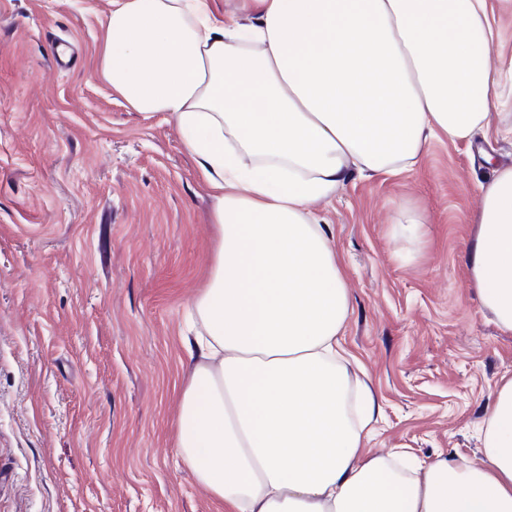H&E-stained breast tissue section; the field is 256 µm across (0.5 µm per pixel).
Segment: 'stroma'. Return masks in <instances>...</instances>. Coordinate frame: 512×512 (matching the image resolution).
<instances>
[{
    "label": "stroma",
    "mask_w": 512,
    "mask_h": 512,
    "mask_svg": "<svg viewBox=\"0 0 512 512\" xmlns=\"http://www.w3.org/2000/svg\"><path fill=\"white\" fill-rule=\"evenodd\" d=\"M109 0H0V512H224L175 448L184 319L217 247L175 121L98 76ZM77 47L56 72L60 42ZM512 167V104L478 148L432 141L413 170L353 172L317 208L343 257V345L376 399L369 442L480 455L512 333L464 260L480 187ZM425 212L418 245L390 235ZM426 224L429 222L425 215L400 206L396 209L392 219L394 237L423 241L427 235Z\"/></svg>",
    "instance_id": "stroma-1"
}]
</instances>
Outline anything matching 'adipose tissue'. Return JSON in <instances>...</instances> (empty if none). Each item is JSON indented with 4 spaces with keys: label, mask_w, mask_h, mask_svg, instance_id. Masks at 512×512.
Instances as JSON below:
<instances>
[{
    "label": "adipose tissue",
    "mask_w": 512,
    "mask_h": 512,
    "mask_svg": "<svg viewBox=\"0 0 512 512\" xmlns=\"http://www.w3.org/2000/svg\"><path fill=\"white\" fill-rule=\"evenodd\" d=\"M111 0L99 77L171 116L218 247L190 302L176 450L224 512H512V377L480 457L368 453L374 397L341 344L343 262L312 205L352 171L414 169L431 139L486 135L500 100L488 0ZM466 264L512 333V167L482 186ZM242 0H211L214 13L221 19H236L247 23L248 17L242 10Z\"/></svg>",
    "instance_id": "adipose-tissue-1"
}]
</instances>
